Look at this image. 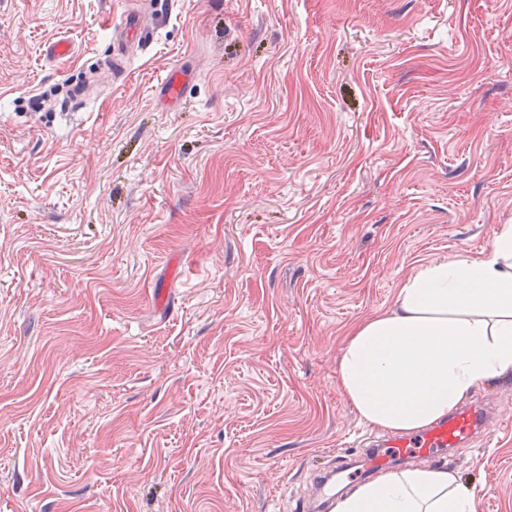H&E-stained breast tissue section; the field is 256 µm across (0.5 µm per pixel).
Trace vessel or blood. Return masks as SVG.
Instances as JSON below:
<instances>
[{
  "instance_id": "obj_1",
  "label": "vessel or blood",
  "mask_w": 512,
  "mask_h": 512,
  "mask_svg": "<svg viewBox=\"0 0 512 512\" xmlns=\"http://www.w3.org/2000/svg\"><path fill=\"white\" fill-rule=\"evenodd\" d=\"M152 38L153 27L145 15L132 8L125 9L120 21L111 27V51L103 63L105 70L115 78H125L130 50L143 46ZM187 84L186 69L172 67L159 85V101L164 104L180 102ZM487 418L488 413L483 408H464L415 434L385 437L383 447L361 456V467L366 472H378L387 468L396 457L418 459L439 456L445 449L460 447L482 434ZM335 493V472L319 474L309 497L299 504V512H312L315 502L333 497Z\"/></svg>"
}]
</instances>
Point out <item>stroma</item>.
Listing matches in <instances>:
<instances>
[{"label":"stroma","instance_id":"1","mask_svg":"<svg viewBox=\"0 0 512 512\" xmlns=\"http://www.w3.org/2000/svg\"><path fill=\"white\" fill-rule=\"evenodd\" d=\"M153 4L0 0V512H294L380 433L353 330L512 224V0H167L72 101ZM464 401L442 466L512 512V370ZM152 38V23L145 15L130 7L125 9L120 21L111 26V51L103 62L104 69L123 80L128 70V50L140 48ZM188 83L186 69L181 65L173 66L159 84L158 100L162 104H176L180 102Z\"/></svg>","mask_w":512,"mask_h":512}]
</instances>
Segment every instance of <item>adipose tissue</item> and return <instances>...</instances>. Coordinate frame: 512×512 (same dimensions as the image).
<instances>
[{"label":"adipose tissue","instance_id":"obj_1","mask_svg":"<svg viewBox=\"0 0 512 512\" xmlns=\"http://www.w3.org/2000/svg\"><path fill=\"white\" fill-rule=\"evenodd\" d=\"M512 369V224L480 256L420 267L395 309L348 340L339 383L367 424L412 432L446 416L486 378ZM334 512H475L442 468L407 469L359 485Z\"/></svg>","mask_w":512,"mask_h":512}]
</instances>
